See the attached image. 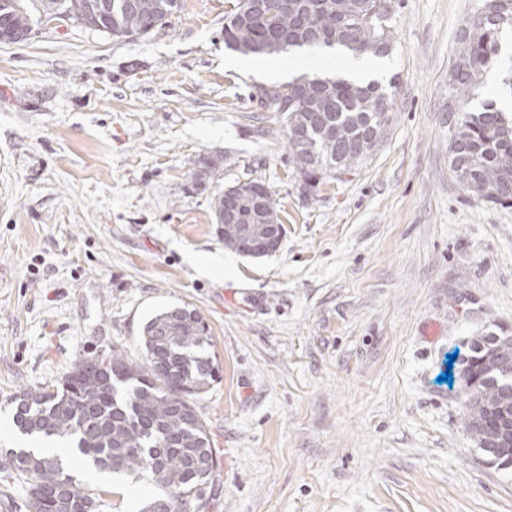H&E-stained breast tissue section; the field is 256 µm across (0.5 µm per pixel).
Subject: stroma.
Wrapping results in <instances>:
<instances>
[{
  "mask_svg": "<svg viewBox=\"0 0 512 512\" xmlns=\"http://www.w3.org/2000/svg\"><path fill=\"white\" fill-rule=\"evenodd\" d=\"M230 3L181 0L134 41L37 20L0 43V454L41 444L14 425L17 394L103 349L140 360L147 317L187 303L221 367L196 400L220 456L203 512H512V467L487 461L443 379L450 354L512 334V206L463 193L448 159V71L482 0H391L384 136L310 195L250 94L311 54L227 69ZM510 69L508 35L470 109L512 119ZM198 155L220 160L203 190ZM252 179L286 229L261 258L226 249L212 212ZM157 493L116 480L103 512Z\"/></svg>",
  "mask_w": 512,
  "mask_h": 512,
  "instance_id": "stroma-1",
  "label": "stroma"
}]
</instances>
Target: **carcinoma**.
I'll return each mask as SVG.
<instances>
[{
	"label": "carcinoma",
	"instance_id": "1",
	"mask_svg": "<svg viewBox=\"0 0 512 512\" xmlns=\"http://www.w3.org/2000/svg\"><path fill=\"white\" fill-rule=\"evenodd\" d=\"M130 13L124 0L95 14L92 0H0V15L32 26V11L64 13L82 27L127 40V31L147 32L167 24L179 10L172 0H136ZM388 0H236L224 15V45L244 55L265 56L257 46L294 48L340 46L369 56H386L392 45ZM512 29V0H484L463 28L457 57L448 73V111L459 113L450 140V167L461 189L493 204L512 205V124L494 109L465 108L498 55L506 29ZM296 96H274L261 108L277 114L286 132L293 168L305 189L338 177L371 157L392 109L391 95L372 81L359 85L334 77L304 75ZM259 210L243 223L283 227L269 187ZM210 328L194 308L171 306L142 326V361L118 350L103 357H80L59 384L24 391L14 398V423L27 436L68 439L84 465L99 472L150 475L161 489L142 512H200L213 487L217 450L205 421L189 398L206 393L218 366L209 351ZM498 367L486 372L488 347ZM467 428L492 438L498 427L489 411L512 398V338L490 333L473 341L460 363ZM0 469L27 485L29 512H101L110 487L92 488L45 449L16 448Z\"/></svg>",
	"mask_w": 512,
	"mask_h": 512
}]
</instances>
